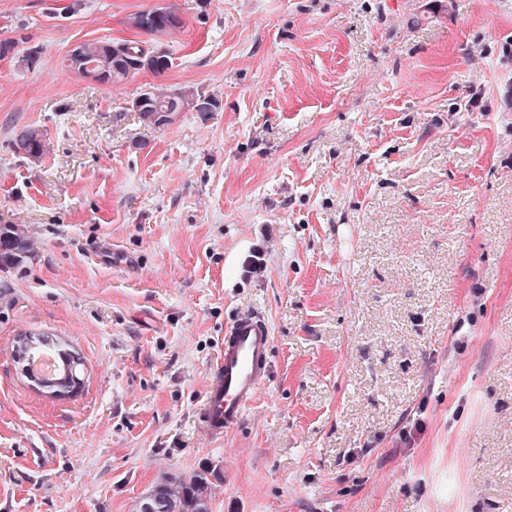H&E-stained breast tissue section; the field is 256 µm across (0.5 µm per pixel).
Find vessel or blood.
Instances as JSON below:
<instances>
[{
  "label": "vessel or blood",
  "mask_w": 512,
  "mask_h": 512,
  "mask_svg": "<svg viewBox=\"0 0 512 512\" xmlns=\"http://www.w3.org/2000/svg\"><path fill=\"white\" fill-rule=\"evenodd\" d=\"M272 343L264 316L247 310L235 317L200 413L210 436H223L237 426L257 400L270 375Z\"/></svg>",
  "instance_id": "vessel-or-blood-1"
}]
</instances>
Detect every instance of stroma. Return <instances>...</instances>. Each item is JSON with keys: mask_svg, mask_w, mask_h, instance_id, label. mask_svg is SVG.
Returning a JSON list of instances; mask_svg holds the SVG:
<instances>
[{"mask_svg": "<svg viewBox=\"0 0 512 512\" xmlns=\"http://www.w3.org/2000/svg\"><path fill=\"white\" fill-rule=\"evenodd\" d=\"M168 3L178 34L128 26ZM1 40L0 225L30 256L0 269V512H134L196 471L212 512H512V0H0ZM96 40L171 65L101 84L67 61ZM155 87L215 108L145 125ZM242 310L271 375L214 439ZM39 332L78 393L22 377ZM24 339H28L30 343H26V348L24 349V354L26 356V360H28L29 364L33 361L44 349L52 348L54 350L58 347L57 339L52 334H21L16 341V346L14 347V354L21 352V350L17 349L20 346L21 341ZM63 358V359H62ZM82 365V358L79 352L72 350L69 352H62L59 369L57 373L51 377H37L32 372V377L47 383H53L52 386L43 387L50 390L53 395L54 390H61L63 392L75 389L74 393L80 391L83 386V379L79 375V367ZM55 396V395H53Z\"/></svg>", "mask_w": 512, "mask_h": 512, "instance_id": "obj_1", "label": "stroma"}]
</instances>
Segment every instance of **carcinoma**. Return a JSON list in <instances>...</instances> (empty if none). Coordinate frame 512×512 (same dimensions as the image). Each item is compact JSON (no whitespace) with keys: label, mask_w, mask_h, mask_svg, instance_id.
Instances as JSON below:
<instances>
[{"label":"carcinoma","mask_w":512,"mask_h":512,"mask_svg":"<svg viewBox=\"0 0 512 512\" xmlns=\"http://www.w3.org/2000/svg\"><path fill=\"white\" fill-rule=\"evenodd\" d=\"M84 58L107 76L108 82L116 83L129 76L127 63L120 57L112 56L108 51V42L98 40L82 43ZM197 95L191 89L182 88L174 96H156L150 100L140 112L146 124L172 122L176 111L186 112L196 109ZM14 148L24 154L43 153V139L34 130H23L14 142ZM29 244L24 231L15 226L0 228V266L19 267L28 253ZM27 339L24 354L26 360L33 361L44 349H57L58 342L52 334H22L16 344ZM82 358L79 352L72 350L61 353L57 373L43 378L50 384L49 390L63 392L80 391L83 379L79 375ZM136 512H210V492L207 478L201 474H193L175 479L165 480L154 486L152 491L135 504Z\"/></svg>","instance_id":"cac0c4a2"}]
</instances>
